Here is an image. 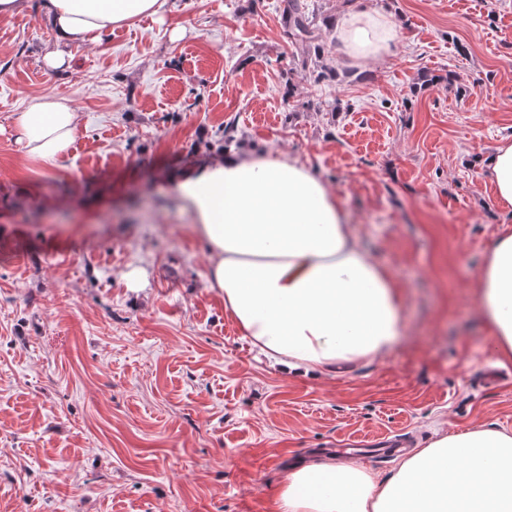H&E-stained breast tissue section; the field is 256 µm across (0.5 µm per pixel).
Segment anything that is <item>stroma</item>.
<instances>
[{
  "label": "stroma",
  "instance_id": "stroma-1",
  "mask_svg": "<svg viewBox=\"0 0 512 512\" xmlns=\"http://www.w3.org/2000/svg\"><path fill=\"white\" fill-rule=\"evenodd\" d=\"M21 3L0 18V512H273L285 467L337 442L512 431L475 301L512 232L479 165L512 136V0H307L311 42L284 0H166L56 71ZM366 7L399 35L354 62L331 22ZM46 93L81 114L52 166L14 131ZM227 148L335 192L404 299L383 358L285 373L225 316L170 177ZM303 1L287 0L284 6V13H286L288 19L290 35L295 40L308 41L314 38V31Z\"/></svg>",
  "mask_w": 512,
  "mask_h": 512
}]
</instances>
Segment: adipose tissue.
<instances>
[{"mask_svg":"<svg viewBox=\"0 0 512 512\" xmlns=\"http://www.w3.org/2000/svg\"><path fill=\"white\" fill-rule=\"evenodd\" d=\"M163 0H45L53 68L76 43L158 14ZM336 37L355 58L388 53L395 33L374 11L343 16ZM81 116L69 100L42 95L15 121L22 153L45 164L65 155ZM483 168L498 203L512 208V139ZM177 196L210 256L208 282L224 312L280 370L330 374L371 362L404 333L390 276L345 224L335 194L289 156L225 150L176 172ZM491 348L512 359V234L492 240L476 281ZM275 512H512V433L444 434L380 481L350 462L310 461L287 471Z\"/></svg>","mask_w":512,"mask_h":512,"instance_id":"adipose-tissue-1","label":"adipose tissue"}]
</instances>
